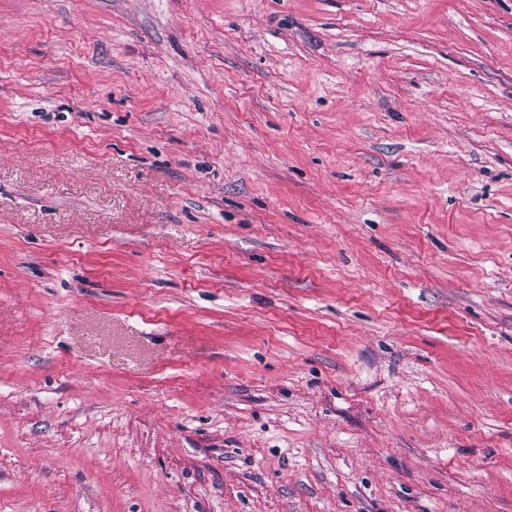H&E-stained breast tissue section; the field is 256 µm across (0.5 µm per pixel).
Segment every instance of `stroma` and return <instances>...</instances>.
I'll list each match as a JSON object with an SVG mask.
<instances>
[{"label":"stroma","instance_id":"obj_1","mask_svg":"<svg viewBox=\"0 0 512 512\" xmlns=\"http://www.w3.org/2000/svg\"><path fill=\"white\" fill-rule=\"evenodd\" d=\"M0 512H512V0H0Z\"/></svg>","mask_w":512,"mask_h":512}]
</instances>
